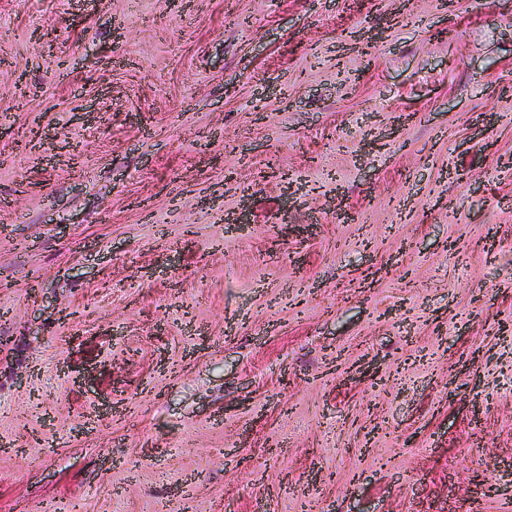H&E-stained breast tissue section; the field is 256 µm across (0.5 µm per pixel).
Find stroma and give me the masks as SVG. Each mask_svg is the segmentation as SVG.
Wrapping results in <instances>:
<instances>
[{"label":"stroma","mask_w":512,"mask_h":512,"mask_svg":"<svg viewBox=\"0 0 512 512\" xmlns=\"http://www.w3.org/2000/svg\"><path fill=\"white\" fill-rule=\"evenodd\" d=\"M512 0H0V512H512Z\"/></svg>","instance_id":"obj_1"}]
</instances>
